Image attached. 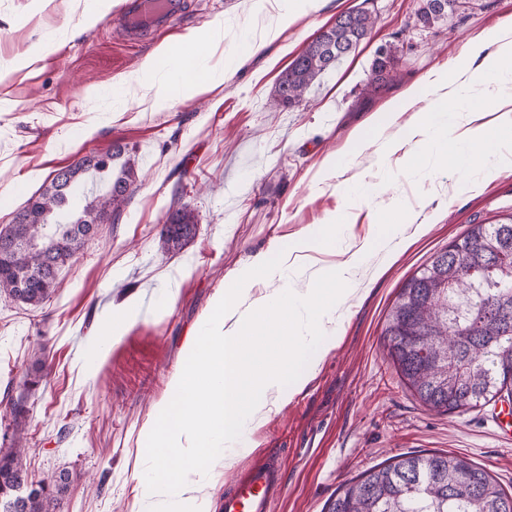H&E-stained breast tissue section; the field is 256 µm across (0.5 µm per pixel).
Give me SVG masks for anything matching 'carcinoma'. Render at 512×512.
<instances>
[{
	"mask_svg": "<svg viewBox=\"0 0 512 512\" xmlns=\"http://www.w3.org/2000/svg\"><path fill=\"white\" fill-rule=\"evenodd\" d=\"M457 0H425L420 20L431 25L455 10ZM374 27L365 10L336 16L282 73L277 105L292 106L326 70L356 50ZM393 49L377 52L367 89L394 76ZM116 147L86 156L53 175L0 231V296L37 308L57 288L65 263L54 262L59 244L72 259L91 241L90 230L112 224L137 182L134 164L114 160ZM107 190L79 207L88 178ZM67 214L65 224L52 223ZM195 225L191 209L170 213L161 232L162 248H182ZM413 274L400 289L383 330L389 355L408 388L429 409L454 413L512 392V272L495 268L496 252H512V216L498 224H476ZM24 437L0 455V512H59L67 478L28 483ZM328 512H512V495L483 465L448 452L403 453L364 471L336 491Z\"/></svg>",
	"mask_w": 512,
	"mask_h": 512,
	"instance_id": "carcinoma-1",
	"label": "carcinoma"
}]
</instances>
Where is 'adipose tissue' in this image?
Segmentation results:
<instances>
[{"mask_svg": "<svg viewBox=\"0 0 512 512\" xmlns=\"http://www.w3.org/2000/svg\"><path fill=\"white\" fill-rule=\"evenodd\" d=\"M317 3L270 0L276 20L263 41L276 39ZM263 41L247 42L244 53L258 52ZM470 53L482 59L475 70H462L452 81L444 76L426 80L431 96L426 118L407 127L404 136L426 146L430 156L453 158L460 167L511 165V140L494 142L476 129L463 144H448V134L456 126V103L465 90H478L498 112L501 126L512 127V32L501 33L495 50L486 51L479 41ZM224 63L221 69L202 70L192 58L182 57L180 81L157 85L155 106L223 82L232 57H225ZM335 231V224H323L295 242L278 241L225 280L204 318V331L187 342L166 396L138 432V447L152 463L148 477L139 483L143 512H156L152 502L157 498L169 501L168 512H210L216 471L229 460L227 447L233 446L245 425L261 424L304 384L296 373L308 342L301 326L318 334V357L332 350L334 339L324 330L345 301L341 282L349 279L359 261L354 254L337 268L318 265L317 257L331 249ZM290 262L314 268L305 293L275 285Z\"/></svg>", "mask_w": 512, "mask_h": 512, "instance_id": "ef3b65f1", "label": "adipose tissue"}]
</instances>
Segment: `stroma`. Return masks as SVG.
<instances>
[{
	"instance_id": "1",
	"label": "stroma",
	"mask_w": 512,
	"mask_h": 512,
	"mask_svg": "<svg viewBox=\"0 0 512 512\" xmlns=\"http://www.w3.org/2000/svg\"><path fill=\"white\" fill-rule=\"evenodd\" d=\"M423 0H319L223 83L166 108L135 81L143 63L188 38H224L211 58L240 52L266 25L248 0H188L162 34L127 44L118 10L87 23L95 0H0V229L48 176L86 155L126 145L138 182L118 223L100 225L84 252L58 273L50 300L33 309L0 298V448L22 431L32 480L66 475L60 512H138L139 428L163 398L188 338L232 272L280 239L295 240L342 213L340 263L363 247L332 351L299 365L304 389L229 453L211 512H222L239 472L277 450L285 489L275 512H328L338 486L388 458L449 451L485 465L512 494V430L496 399L454 414L429 410L405 386L382 336L414 272L474 224L512 216V167L493 172L411 162L401 130L426 100L387 114L411 84L455 77L471 45L512 27V0H458L423 25ZM369 11L374 27L355 53L319 76L291 107L274 106L280 75L337 15ZM44 45L33 53V45ZM396 48L397 76L365 87L380 47ZM190 206L195 234L161 247L169 212ZM137 298L139 320L91 368L88 344L113 305ZM45 384L28 390L36 368ZM21 403V422L6 415Z\"/></svg>"
}]
</instances>
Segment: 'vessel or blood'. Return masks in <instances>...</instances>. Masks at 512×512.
Instances as JSON below:
<instances>
[{
  "instance_id": "obj_1",
  "label": "vessel or blood",
  "mask_w": 512,
  "mask_h": 512,
  "mask_svg": "<svg viewBox=\"0 0 512 512\" xmlns=\"http://www.w3.org/2000/svg\"><path fill=\"white\" fill-rule=\"evenodd\" d=\"M185 11L184 0H126L121 17L134 40L143 29L170 27ZM283 490L282 462L278 455L266 454L237 477L234 489L224 497L223 512H273Z\"/></svg>"
}]
</instances>
